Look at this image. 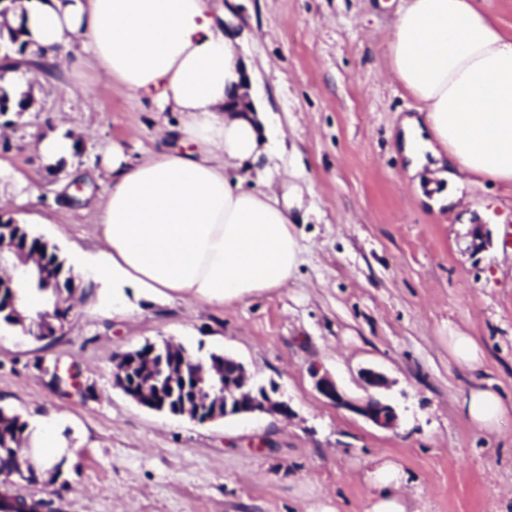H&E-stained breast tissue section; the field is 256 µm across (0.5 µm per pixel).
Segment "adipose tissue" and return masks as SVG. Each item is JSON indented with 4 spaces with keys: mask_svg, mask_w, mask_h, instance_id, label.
I'll use <instances>...</instances> for the list:
<instances>
[{
    "mask_svg": "<svg viewBox=\"0 0 512 512\" xmlns=\"http://www.w3.org/2000/svg\"><path fill=\"white\" fill-rule=\"evenodd\" d=\"M0 29L16 30L31 56L76 73L93 72L122 89L181 112L171 128L177 147L133 161L113 148L104 164L110 187L95 203V234L105 249L81 267L128 288L210 306L244 301L281 287L300 263L287 205L226 177L270 144L252 108L229 111L249 70L224 33L218 0H16ZM85 54L69 55L74 40ZM388 64L429 118L401 123L410 169L427 158L447 177L477 175L512 184V35L474 0H408L389 39ZM469 419L493 429L504 412L497 391L472 389Z\"/></svg>",
    "mask_w": 512,
    "mask_h": 512,
    "instance_id": "obj_1",
    "label": "adipose tissue"
}]
</instances>
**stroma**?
Instances as JSON below:
<instances>
[{
    "instance_id": "1",
    "label": "stroma",
    "mask_w": 512,
    "mask_h": 512,
    "mask_svg": "<svg viewBox=\"0 0 512 512\" xmlns=\"http://www.w3.org/2000/svg\"><path fill=\"white\" fill-rule=\"evenodd\" d=\"M221 2L273 133L269 154L226 175L256 192L297 191L298 269L280 288L215 307L137 299L116 313L96 291L74 300L52 340L1 327L0 408L31 425L54 419L71 454L56 481L4 479L0 494L52 512H371L372 474L390 462L406 512H512V186L474 177L436 208L428 181L443 191L447 179L409 173L397 136L417 103L387 67L407 0ZM19 60L31 105L0 112V170L38 195L20 205L0 193V218L26 224L70 265L101 249L104 153L117 144L140 159L182 116L95 76ZM55 132L73 140L78 172L42 164L34 143ZM64 181L84 188L59 192ZM454 334L480 346V370L456 362ZM163 341L234 357L290 417L200 423L114 388V354ZM314 365L354 398L366 394L361 369L385 374L379 396L395 428L328 402ZM71 366L79 386L64 396L51 374ZM488 386L506 405L492 432L463 409Z\"/></svg>"
}]
</instances>
